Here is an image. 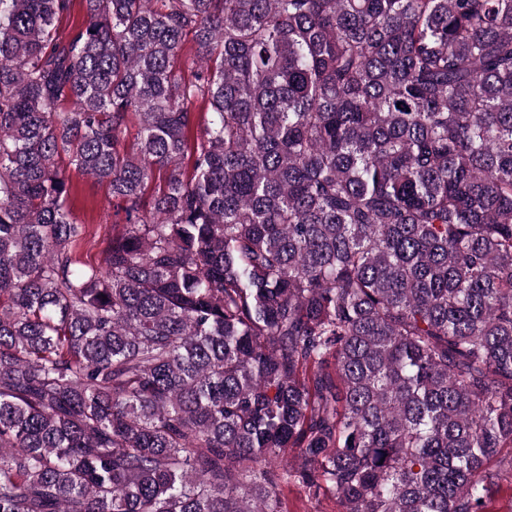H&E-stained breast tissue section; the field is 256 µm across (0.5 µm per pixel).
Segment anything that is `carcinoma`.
Wrapping results in <instances>:
<instances>
[{"label":"carcinoma","instance_id":"carcinoma-1","mask_svg":"<svg viewBox=\"0 0 512 512\" xmlns=\"http://www.w3.org/2000/svg\"><path fill=\"white\" fill-rule=\"evenodd\" d=\"M83 2L0 0V512H490L512 0ZM61 167L72 176L74 183L70 203L72 215L80 224H87L85 238L77 248L78 255L84 263L96 265L103 258L113 224H122L116 216V203L105 185L76 175L68 166L67 158L62 160ZM285 512H338L339 507L336 497L331 494L323 495L319 501L310 500L305 495L294 489H285Z\"/></svg>","mask_w":512,"mask_h":512}]
</instances>
